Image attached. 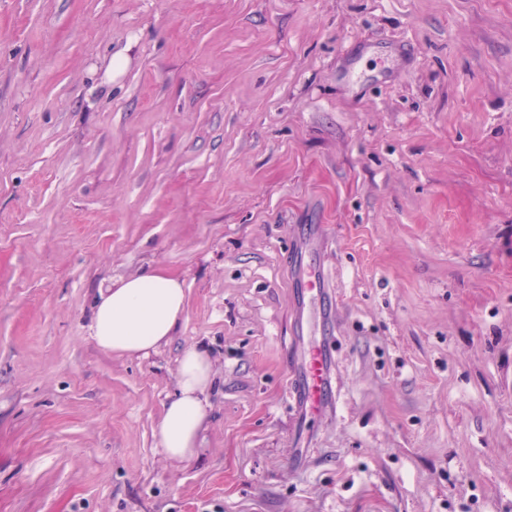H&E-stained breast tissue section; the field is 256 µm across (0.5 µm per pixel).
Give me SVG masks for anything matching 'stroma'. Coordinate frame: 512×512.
Segmentation results:
<instances>
[{
    "instance_id": "stroma-1",
    "label": "stroma",
    "mask_w": 512,
    "mask_h": 512,
    "mask_svg": "<svg viewBox=\"0 0 512 512\" xmlns=\"http://www.w3.org/2000/svg\"><path fill=\"white\" fill-rule=\"evenodd\" d=\"M152 270L175 335L101 350ZM0 512H512V0H0ZM176 277L152 271L120 278L99 290L90 332L96 345L120 357H144L167 344L185 308ZM330 362L325 349L314 347L307 354L306 366L301 376L303 404L310 410L326 413L333 406L329 397ZM213 381L210 354L199 348L185 350L178 361L174 395L165 404L158 426V445L170 460L188 461L198 454Z\"/></svg>"
}]
</instances>
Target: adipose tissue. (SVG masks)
Returning <instances> with one entry per match:
<instances>
[{"label":"adipose tissue","instance_id":"adipose-tissue-1","mask_svg":"<svg viewBox=\"0 0 512 512\" xmlns=\"http://www.w3.org/2000/svg\"><path fill=\"white\" fill-rule=\"evenodd\" d=\"M185 308V288L161 271L132 275L99 291L90 332L96 345L120 357H144L167 344ZM214 381L210 354L185 350L177 366L176 389L165 404L158 426V445L167 458L188 461L199 452Z\"/></svg>","mask_w":512,"mask_h":512}]
</instances>
